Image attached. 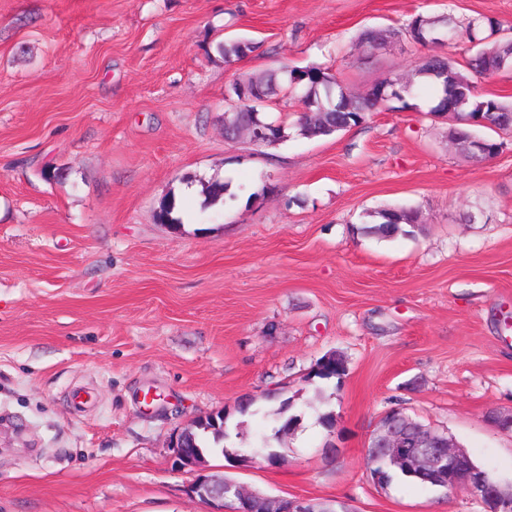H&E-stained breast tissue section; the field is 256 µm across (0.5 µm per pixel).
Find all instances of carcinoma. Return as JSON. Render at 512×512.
<instances>
[{
	"instance_id": "1",
	"label": "carcinoma",
	"mask_w": 512,
	"mask_h": 512,
	"mask_svg": "<svg viewBox=\"0 0 512 512\" xmlns=\"http://www.w3.org/2000/svg\"><path fill=\"white\" fill-rule=\"evenodd\" d=\"M391 41H407L423 47L457 41L465 44L460 62L444 55L431 54L414 67V74L418 76L432 74V84L442 91L436 105L428 110L429 115L462 112L475 120L473 124L459 123L450 127V137L468 140L481 136V131L487 129V125L478 123L480 119L488 121V125L496 127L500 133L512 130L499 123V119L512 116V102H505L498 96L477 94L470 79L472 75L491 78L500 71L512 68V34L499 19L484 14L460 19L449 11L439 15L418 13L397 26L377 32L367 29L359 36V44L367 52ZM255 50L256 43L239 37L227 38L220 46L224 64L228 67ZM413 88L412 77L404 79L398 75L388 76L383 79L381 98L378 99L371 93L355 96L346 92L342 81L327 67H281L235 79L228 88V101L231 107L240 109L238 116L243 122L258 118L276 124L283 130L288 129L287 113L281 111L274 116L266 112L265 107L256 109L249 103L248 92L258 89L269 103L274 99H292L314 112L325 113L326 122L340 132L363 124L368 113L381 108L401 111L412 107L409 98ZM175 209V198L164 199L157 212L158 222L179 223V219L173 217ZM416 213V209L405 206H387L368 211L363 216L361 231L378 239L410 235L412 231L409 226ZM219 416L221 420L218 424L203 427L201 431L194 433V448L226 452L224 442L227 441L229 432L226 431L224 412H219ZM367 465L382 482L390 483L394 478L401 477L422 491L433 489V483L410 477L402 470L389 467L385 462L369 460Z\"/></svg>"
}]
</instances>
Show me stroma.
<instances>
[{"label": "stroma", "instance_id": "35a3bbf8", "mask_svg": "<svg viewBox=\"0 0 512 512\" xmlns=\"http://www.w3.org/2000/svg\"><path fill=\"white\" fill-rule=\"evenodd\" d=\"M448 10L512 25V0H0V512H209L203 470L348 512H482L373 484L364 443L391 408L512 483V433L487 420L512 410V133L464 157L423 83L329 137L223 133L237 77L320 64L358 95L428 53L360 51L363 30ZM231 36L258 48L228 67ZM170 194L177 225L156 221ZM390 205L420 211L414 235L363 234ZM332 352L344 376L313 377ZM244 396L235 447L281 464L179 467L175 438ZM285 399L300 421L279 438Z\"/></svg>", "mask_w": 512, "mask_h": 512}]
</instances>
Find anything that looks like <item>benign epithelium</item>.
Masks as SVG:
<instances>
[{"mask_svg": "<svg viewBox=\"0 0 512 512\" xmlns=\"http://www.w3.org/2000/svg\"><path fill=\"white\" fill-rule=\"evenodd\" d=\"M240 133L265 146L277 140L276 132L258 120ZM189 436L188 431L173 445L176 460L184 467H194L200 459L183 446ZM365 455L375 460L389 458L416 476L429 474L444 490L468 494L485 512H512V488L490 481L485 472L471 465L446 432L407 419L395 410L386 411L368 434ZM190 493L212 504L211 512H317L306 498L269 499L240 483L207 474L199 475Z\"/></svg>", "mask_w": 512, "mask_h": 512, "instance_id": "obj_1", "label": "benign epithelium"}]
</instances>
